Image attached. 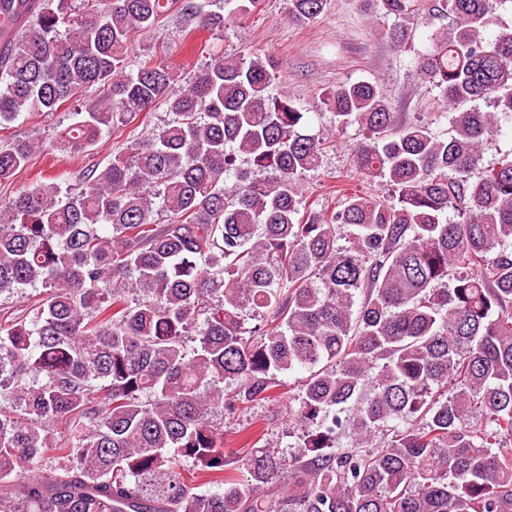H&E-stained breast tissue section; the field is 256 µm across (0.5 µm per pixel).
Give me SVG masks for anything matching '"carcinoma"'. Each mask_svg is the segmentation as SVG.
Segmentation results:
<instances>
[{"label":"carcinoma","mask_w":512,"mask_h":512,"mask_svg":"<svg viewBox=\"0 0 512 512\" xmlns=\"http://www.w3.org/2000/svg\"><path fill=\"white\" fill-rule=\"evenodd\" d=\"M233 2L260 0H0V131L100 91L52 141H0V184L171 114L78 190L63 169L0 199V294L39 291L0 318V512H512V152L481 168L497 116L461 109L512 112V32L482 35L512 0H381L394 43L424 10L452 17L416 67L457 113L444 136L374 83L337 86L323 105L364 132L355 170L391 195L331 211L302 192L330 141L263 59L219 56L178 94L165 57L125 72L132 33L180 12L222 34ZM326 4L288 0V18ZM294 370L290 465L258 432L231 467L212 416Z\"/></svg>","instance_id":"cac0c4a2"}]
</instances>
